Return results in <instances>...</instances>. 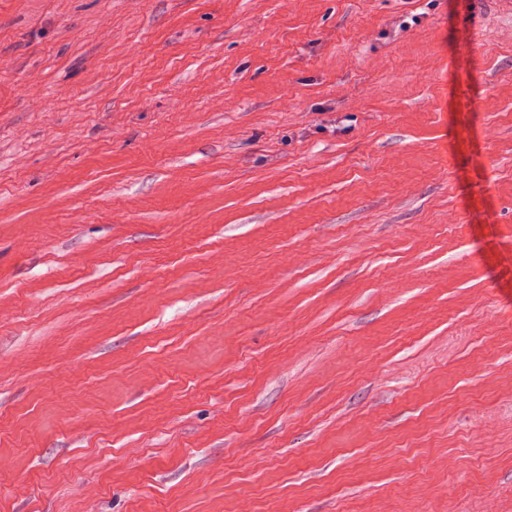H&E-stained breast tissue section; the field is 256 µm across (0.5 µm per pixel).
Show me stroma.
Returning <instances> with one entry per match:
<instances>
[{
  "label": "stroma",
  "mask_w": 512,
  "mask_h": 512,
  "mask_svg": "<svg viewBox=\"0 0 512 512\" xmlns=\"http://www.w3.org/2000/svg\"><path fill=\"white\" fill-rule=\"evenodd\" d=\"M0 512H512V0H0Z\"/></svg>",
  "instance_id": "obj_1"
}]
</instances>
